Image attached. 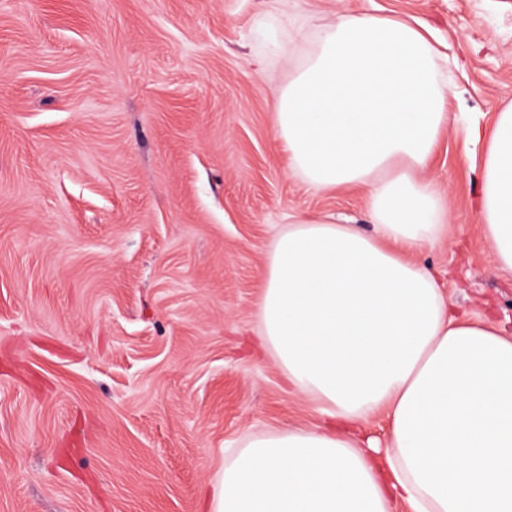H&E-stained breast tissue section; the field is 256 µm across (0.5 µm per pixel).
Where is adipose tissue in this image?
Returning a JSON list of instances; mask_svg holds the SVG:
<instances>
[{
	"mask_svg": "<svg viewBox=\"0 0 512 512\" xmlns=\"http://www.w3.org/2000/svg\"><path fill=\"white\" fill-rule=\"evenodd\" d=\"M408 19L338 11L272 93L288 171L362 190L371 232L288 212L267 256L263 346L318 425L252 435L211 512H512V336L454 312L415 256L452 236L429 175L452 89ZM479 229L512 271V106L483 150ZM390 417L385 443L360 427Z\"/></svg>",
	"mask_w": 512,
	"mask_h": 512,
	"instance_id": "1",
	"label": "adipose tissue"
}]
</instances>
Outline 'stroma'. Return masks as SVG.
<instances>
[{"mask_svg": "<svg viewBox=\"0 0 512 512\" xmlns=\"http://www.w3.org/2000/svg\"><path fill=\"white\" fill-rule=\"evenodd\" d=\"M339 9L425 27L472 137L512 103V0H307L293 40L285 0H0V512H209L225 448L316 424L257 308L288 210L368 226L272 129V86ZM430 174L454 236L418 261L512 336L461 135Z\"/></svg>", "mask_w": 512, "mask_h": 512, "instance_id": "1", "label": "stroma"}]
</instances>
